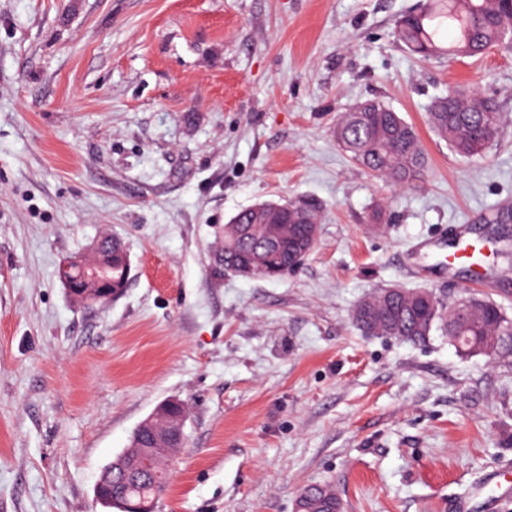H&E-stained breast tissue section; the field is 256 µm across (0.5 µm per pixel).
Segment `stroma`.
Wrapping results in <instances>:
<instances>
[{"instance_id":"obj_1","label":"stroma","mask_w":512,"mask_h":512,"mask_svg":"<svg viewBox=\"0 0 512 512\" xmlns=\"http://www.w3.org/2000/svg\"><path fill=\"white\" fill-rule=\"evenodd\" d=\"M425 2L0 0V512H103L102 468L171 398L187 443L158 512H293L315 483L343 512H492L473 489L512 462V365L353 322L390 287L512 317V51L413 56L392 32ZM453 86L507 116L483 157L427 125ZM369 99L416 128L415 187L337 146ZM291 197L323 205L303 264L219 269L228 220ZM459 227L473 260L420 259ZM103 230L130 280L86 308L58 269Z\"/></svg>"}]
</instances>
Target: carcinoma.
I'll return each mask as SVG.
<instances>
[{
    "instance_id": "obj_1",
    "label": "carcinoma",
    "mask_w": 512,
    "mask_h": 512,
    "mask_svg": "<svg viewBox=\"0 0 512 512\" xmlns=\"http://www.w3.org/2000/svg\"><path fill=\"white\" fill-rule=\"evenodd\" d=\"M395 37L410 52L423 57L468 56L480 58L493 47L512 50V0H430L417 14L403 16ZM434 134L462 159L484 156L495 140L505 116L493 96L472 90H451L434 100L427 114ZM336 144L353 162L377 178L397 187H410L424 178L426 156L413 129L399 113L381 100H370L343 112L333 129ZM300 211L288 214V229L275 232L246 217L224 225V271L248 280H272L287 276L306 260L316 242L308 243L306 255L296 262L288 253L286 238L301 241L311 224L319 223L322 204L312 198ZM130 262L120 242L112 243V266L102 274L112 284V295L99 292H69L78 303L105 305L126 287ZM356 325L366 334L396 336L406 342L425 340L433 328L442 329L458 351L466 356L483 350L500 352V361L512 363V318L489 299L468 294L445 304L415 306L396 297L385 303L372 298L354 312ZM121 451L107 464L96 483L102 507L136 512L141 504L158 499L166 489L163 482L129 485L110 502L111 470L124 462Z\"/></svg>"
}]
</instances>
